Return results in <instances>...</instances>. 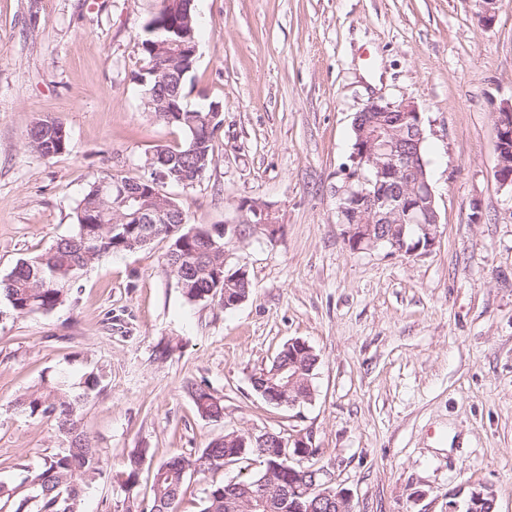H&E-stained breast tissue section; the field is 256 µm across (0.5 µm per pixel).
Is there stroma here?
<instances>
[{
    "label": "stroma",
    "mask_w": 512,
    "mask_h": 512,
    "mask_svg": "<svg viewBox=\"0 0 512 512\" xmlns=\"http://www.w3.org/2000/svg\"><path fill=\"white\" fill-rule=\"evenodd\" d=\"M159 0H0V278L76 229V207L108 174L142 176L181 130L148 112L138 43ZM198 59L188 108L217 102L214 161L169 191L193 224L234 220L240 199L272 204L277 234L227 245L249 297L188 302L166 242L104 258L75 302L17 314L0 296V481L20 482L58 451L53 421L13 409L43 376L105 368L82 411L106 469L146 449L155 467L228 432H309L354 512H448L492 488L512 512V190L494 178V118L512 105V0L484 25L476 0H195ZM422 115L440 239L413 256L354 251L331 187L366 101ZM68 151L27 145L39 118ZM480 223H473L474 211ZM318 356L311 400L268 404L252 380L282 346ZM176 346L166 360L159 343ZM208 385L224 419L189 393Z\"/></svg>",
    "instance_id": "35a3bbf8"
}]
</instances>
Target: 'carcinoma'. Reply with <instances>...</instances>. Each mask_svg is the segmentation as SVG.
Here are the masks:
<instances>
[{"instance_id":"obj_1","label":"carcinoma","mask_w":512,"mask_h":512,"mask_svg":"<svg viewBox=\"0 0 512 512\" xmlns=\"http://www.w3.org/2000/svg\"><path fill=\"white\" fill-rule=\"evenodd\" d=\"M163 27L144 28L140 52L147 65L166 67L156 54L157 43L171 36L169 29L177 25L178 12L160 0ZM142 87L147 108L161 122L181 129L184 137L173 146L155 150V166L161 168H190L199 159L211 165L214 139L219 124L200 126V137L194 139L183 115L193 112L207 116V109H188L185 104L186 81H181L175 105L164 109L153 103L151 91L156 84L152 71L143 74ZM63 125L41 118L32 125L28 146L42 157L67 151L69 141H61ZM118 211H125L112 191L104 192L101 181L94 182L77 205V224L74 234L59 238L44 253L23 259L0 279V295L21 315L47 313L72 298L73 285L89 266L112 254L131 252L155 240L168 243L167 252L176 253L165 259V267L175 280H184L182 295L190 302L208 301L224 295V286L217 285L216 273H224V252L229 244L224 238V225H195L185 227L168 216H152L148 224L112 223ZM105 375L96 368L84 372L76 381L60 373L41 382L15 399L13 407L19 414L41 416L55 422L66 447L42 459L36 469L27 470L17 484L0 481V512H82V502L88 490L104 472L100 452L80 426V416L88 399L98 393ZM192 398L199 416L205 420L224 418V403L209 387L192 388ZM147 449L132 451L123 468L112 472V482L125 492L132 493L137 484L140 467ZM254 449L229 447L220 439L209 443L196 456L177 453L160 464L153 472L151 497L141 506V512H177L187 476L204 474L227 464H242L236 479L210 486L201 501L199 512H265L258 507L262 476L249 471L245 462ZM264 472L278 478L277 469L283 463L280 450H261Z\"/></svg>"}]
</instances>
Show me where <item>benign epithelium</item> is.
<instances>
[{
	"instance_id": "benign-epithelium-1",
	"label": "benign epithelium",
	"mask_w": 512,
	"mask_h": 512,
	"mask_svg": "<svg viewBox=\"0 0 512 512\" xmlns=\"http://www.w3.org/2000/svg\"><path fill=\"white\" fill-rule=\"evenodd\" d=\"M195 0H176L175 7L184 17L181 29L186 37L193 36L192 11ZM481 20L491 25L494 23L500 0H478ZM157 52L170 60L176 75L159 76L161 69L154 73L157 78L156 102L167 105L178 97L180 75L185 57H193L198 52V44L164 42L158 44ZM495 124L497 140L495 150L497 165L494 177L503 188H512V106H505L496 113ZM356 135L351 154V164L340 173L341 181L331 186V191L338 204L336 208L337 223L346 226V240L354 251L372 250L381 246L380 225L399 224L398 233L391 239V251L409 256L420 251H430L439 238L440 215L436 208L435 197L427 178L426 163L422 156V145L425 142L421 115L418 108L411 102L392 104L372 99L358 112L354 123ZM203 171L166 173L158 170L155 180H147L145 184L131 189V186L116 183L112 188L123 204L136 208L131 218L142 224L150 219L145 200L158 205H165L167 198L160 185L174 178L188 184L193 183ZM237 211L239 217L227 221L224 229H232V238L239 237L236 224L244 216L251 214L255 223L263 225L269 233L276 232V213L272 206L252 199L239 200ZM417 224L421 231L419 244L406 249L404 244L405 225ZM298 375L292 374L281 379L278 386L269 385L266 396L274 395L279 405L294 407L305 400L303 396H294L293 384ZM312 434H291L277 439L281 447H289L281 456L292 461L294 458L314 456ZM288 472V496L294 499V507L299 512H312L313 506L304 499L312 490H319V496L329 502L336 503V512H353L350 495L336 489L335 477L325 469H314L284 465Z\"/></svg>"
}]
</instances>
